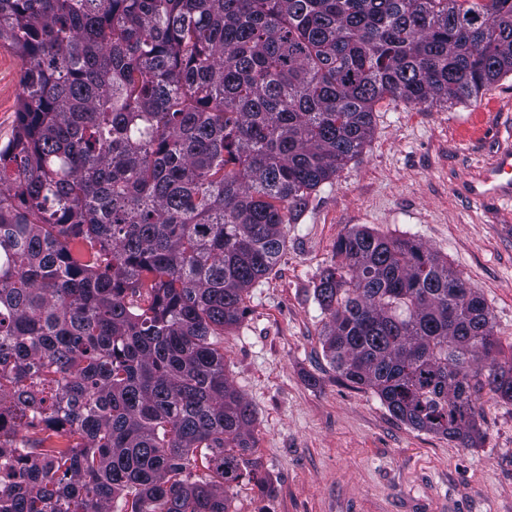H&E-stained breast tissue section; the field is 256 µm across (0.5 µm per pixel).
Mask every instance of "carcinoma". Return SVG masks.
<instances>
[{"label": "carcinoma", "mask_w": 512, "mask_h": 512, "mask_svg": "<svg viewBox=\"0 0 512 512\" xmlns=\"http://www.w3.org/2000/svg\"><path fill=\"white\" fill-rule=\"evenodd\" d=\"M24 63L0 143V512H230L270 490L224 330L376 106L512 75V0H0ZM324 357L473 445L512 401L490 312L410 237L354 228Z\"/></svg>", "instance_id": "obj_1"}]
</instances>
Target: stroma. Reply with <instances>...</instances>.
I'll return each instance as SVG.
<instances>
[{"instance_id":"obj_1","label":"stroma","mask_w":512,"mask_h":512,"mask_svg":"<svg viewBox=\"0 0 512 512\" xmlns=\"http://www.w3.org/2000/svg\"><path fill=\"white\" fill-rule=\"evenodd\" d=\"M21 68L0 48V141L17 124ZM501 148L512 149L511 75L475 101L384 102L362 153L288 225L281 260L224 333L225 373L254 410L272 485L241 483L232 512H512V402L482 397L474 448L413 429L337 379L313 299L340 236L365 226L410 237L478 289L511 355L512 205L463 193Z\"/></svg>"}]
</instances>
